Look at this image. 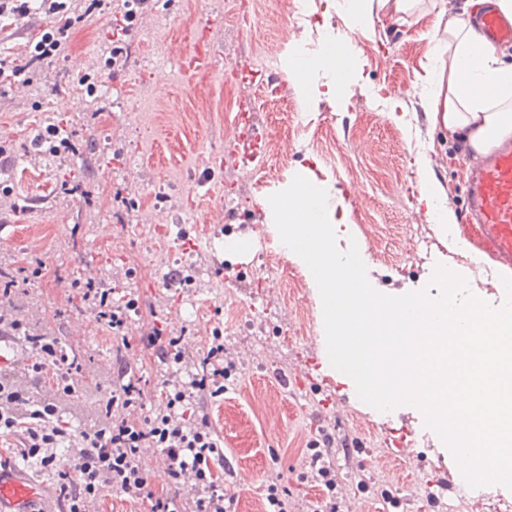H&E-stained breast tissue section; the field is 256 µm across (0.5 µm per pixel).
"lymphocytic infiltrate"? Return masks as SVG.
<instances>
[{
    "instance_id": "obj_1",
    "label": "lymphocytic infiltrate",
    "mask_w": 512,
    "mask_h": 512,
    "mask_svg": "<svg viewBox=\"0 0 512 512\" xmlns=\"http://www.w3.org/2000/svg\"><path fill=\"white\" fill-rule=\"evenodd\" d=\"M40 7L51 19L40 40L23 53L0 57V78L8 84H31L34 64L62 55L80 22L72 14V0H41ZM41 274L38 266L13 273L0 270V336L23 340L30 368L47 390L42 400L32 401L0 380V438L12 440L22 460L33 459L41 468L56 471L57 512H88L107 490L140 503L144 512H229L230 495L216 473L224 453L207 415L195 409L223 394L224 380L232 372L224 363L223 337L214 336L190 381L165 390V409L154 416L144 411L147 380L117 363L105 405L109 419L72 432L57 401L73 396L84 370L82 359L68 354L57 339L30 331L8 311L19 288ZM77 294L82 305L97 312L117 344L129 347V313L137 309V301H116L110 289L93 281L85 282ZM64 444L74 451L69 472L57 467L55 450ZM149 450L167 465L168 489L160 494L150 489L142 467Z\"/></svg>"
}]
</instances>
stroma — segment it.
I'll return each mask as SVG.
<instances>
[{
	"label": "stroma",
	"mask_w": 512,
	"mask_h": 512,
	"mask_svg": "<svg viewBox=\"0 0 512 512\" xmlns=\"http://www.w3.org/2000/svg\"><path fill=\"white\" fill-rule=\"evenodd\" d=\"M289 0H151L126 38V57L111 66L109 26L122 8L104 0L72 36L64 57L35 66L32 84L0 91V268L33 259L44 264L14 299L13 312L32 331L59 337L88 359L77 397L61 411L73 429L105 421L116 343L94 310L74 294L87 280L137 300L132 334L157 320L182 334L202 358L214 334L224 338L235 369L224 394L204 408L229 461L222 478L233 512H267V487L280 479L290 512H512V490L475 488L469 497L443 492L459 468L422 415L410 406L385 414L361 401L329 363L322 301L306 267L288 254L270 195L294 176L347 188L339 207L353 222L369 282L402 295L426 286L437 266L463 277L474 294L502 307L469 258L475 229L454 235L432 223L420 204L419 166L428 164L451 215L465 197L468 145L434 128L416 80L433 47L436 12L381 18L374 36L354 37L364 79L346 109L320 102L304 111L287 68L254 81L270 49L296 37L313 52L343 31L338 15L293 21ZM48 23L42 14L0 19V53L20 50ZM211 27V67L185 79L179 61L196 48L195 32ZM89 75L90 87L77 78ZM397 98L404 123L390 116ZM265 135L253 163L232 142L240 102ZM55 123L71 134L60 156L40 153L34 138ZM123 204H116L115 195ZM234 211L220 223L222 210ZM464 240L458 251L455 240ZM141 264L154 274H138ZM123 355L149 385L144 402L157 412L162 377L189 380L193 366L159 362L131 343ZM348 437L349 454L329 455L336 484L326 488L310 465L323 434ZM238 473L256 484L236 483Z\"/></svg>",
	"instance_id": "stroma-1"
}]
</instances>
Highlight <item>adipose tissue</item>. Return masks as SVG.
Instances as JSON below:
<instances>
[{"mask_svg":"<svg viewBox=\"0 0 512 512\" xmlns=\"http://www.w3.org/2000/svg\"><path fill=\"white\" fill-rule=\"evenodd\" d=\"M427 0H325L345 30L310 54L292 57L289 76L308 109L321 101L345 108L362 64L353 52V38L375 33L383 15L406 16L426 8ZM429 63L417 85L434 126L463 138L474 153L489 152L512 138V65L466 18L437 25Z\"/></svg>","mask_w":512,"mask_h":512,"instance_id":"1","label":"adipose tissue"}]
</instances>
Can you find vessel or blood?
<instances>
[{
  "label": "vessel or blood",
  "instance_id": "b4317fda",
  "mask_svg": "<svg viewBox=\"0 0 512 512\" xmlns=\"http://www.w3.org/2000/svg\"><path fill=\"white\" fill-rule=\"evenodd\" d=\"M478 24L489 41L512 43V23L495 10L482 11ZM461 214L476 226L485 249L512 265V143L494 148L472 170ZM38 497L22 470L0 471V512H31Z\"/></svg>",
  "mask_w": 512,
  "mask_h": 512
}]
</instances>
